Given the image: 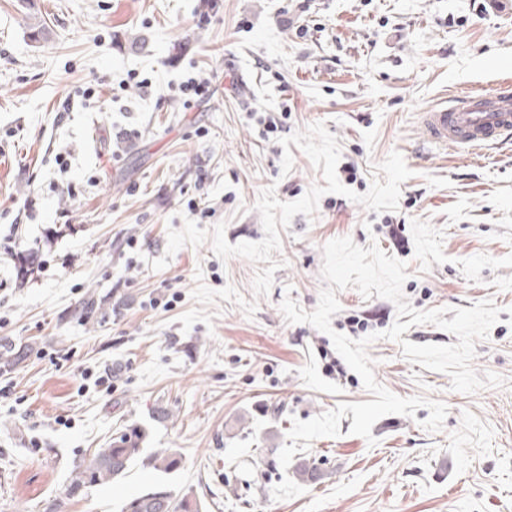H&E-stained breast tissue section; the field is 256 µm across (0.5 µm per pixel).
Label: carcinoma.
Wrapping results in <instances>:
<instances>
[{
	"instance_id": "1",
	"label": "carcinoma",
	"mask_w": 512,
	"mask_h": 512,
	"mask_svg": "<svg viewBox=\"0 0 512 512\" xmlns=\"http://www.w3.org/2000/svg\"><path fill=\"white\" fill-rule=\"evenodd\" d=\"M144 438L145 432L136 427L113 434L107 447L95 449L76 467L67 495L77 497L88 487L108 485L138 461L163 474L179 468L180 455L173 450L143 455ZM121 512H200V506L187 496L176 498L166 485L157 483L128 497Z\"/></svg>"
}]
</instances>
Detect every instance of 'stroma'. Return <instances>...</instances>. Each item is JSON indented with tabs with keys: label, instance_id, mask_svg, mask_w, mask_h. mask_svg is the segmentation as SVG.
<instances>
[{
	"label": "stroma",
	"instance_id": "stroma-1",
	"mask_svg": "<svg viewBox=\"0 0 512 512\" xmlns=\"http://www.w3.org/2000/svg\"><path fill=\"white\" fill-rule=\"evenodd\" d=\"M189 77L215 97L185 108ZM503 80L512 0H0V338L26 353L0 364V512H120L159 482L202 512H512V145L421 124ZM339 237L405 262L415 309L493 300L473 367L507 384L452 390L385 338L391 301L343 289L332 326L377 334V381L448 415H386L373 446L348 415L284 468L293 419L370 398L280 310L316 308ZM129 425L179 469L67 496Z\"/></svg>",
	"mask_w": 512,
	"mask_h": 512
}]
</instances>
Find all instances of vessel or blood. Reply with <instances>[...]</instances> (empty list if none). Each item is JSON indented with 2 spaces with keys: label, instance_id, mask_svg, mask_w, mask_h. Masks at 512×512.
I'll use <instances>...</instances> for the list:
<instances>
[{
  "label": "vessel or blood",
  "instance_id": "obj_1",
  "mask_svg": "<svg viewBox=\"0 0 512 512\" xmlns=\"http://www.w3.org/2000/svg\"><path fill=\"white\" fill-rule=\"evenodd\" d=\"M429 142L462 145L475 153L512 143V93L495 88L452 96L447 106L424 113Z\"/></svg>",
  "mask_w": 512,
  "mask_h": 512
}]
</instances>
